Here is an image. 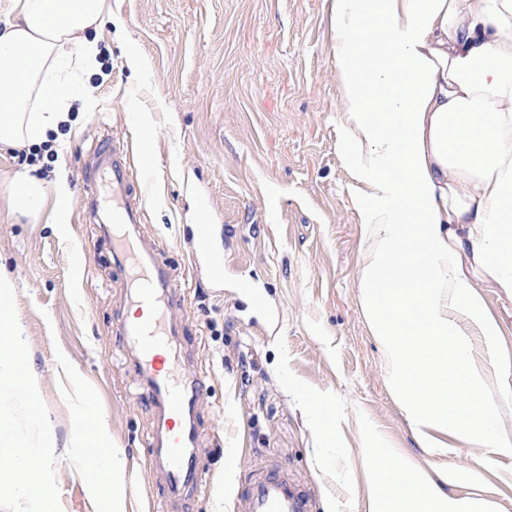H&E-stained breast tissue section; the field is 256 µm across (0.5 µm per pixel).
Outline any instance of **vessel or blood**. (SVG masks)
I'll return each instance as SVG.
<instances>
[{"mask_svg": "<svg viewBox=\"0 0 512 512\" xmlns=\"http://www.w3.org/2000/svg\"><path fill=\"white\" fill-rule=\"evenodd\" d=\"M101 155L112 161V251L128 272L116 334L130 350L129 368L155 408L150 448L169 496L175 497L187 486L207 483L195 454V417L206 378L200 371L178 376L169 367L170 338L176 333L171 306L180 278L162 259L157 243L146 242L142 235L147 196L144 189L134 188L126 154L116 145L103 148ZM245 483L238 512H313L311 494L282 465L249 466Z\"/></svg>", "mask_w": 512, "mask_h": 512, "instance_id": "b4317fda", "label": "vessel or blood"}]
</instances>
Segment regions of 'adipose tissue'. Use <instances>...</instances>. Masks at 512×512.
Returning a JSON list of instances; mask_svg holds the SVG:
<instances>
[{
  "mask_svg": "<svg viewBox=\"0 0 512 512\" xmlns=\"http://www.w3.org/2000/svg\"><path fill=\"white\" fill-rule=\"evenodd\" d=\"M336 20L344 149L361 186L355 207L365 249L363 306L385 346L392 387L420 447L437 432L476 448L512 451L484 397L477 362L456 321L464 316L494 350L499 325L476 275L512 297V0H330ZM106 0H0V146L49 143L88 106L83 73L102 74ZM46 186L19 167L10 185L18 211L37 216L54 196L66 224L72 196L65 151ZM12 283L0 277V389L33 395L7 311ZM74 461L93 450L79 426ZM112 496L122 492L119 452L94 450ZM26 480H18V470ZM43 450L0 431V499L50 501ZM390 512H477L391 455L382 470Z\"/></svg>",
  "mask_w": 512,
  "mask_h": 512,
  "instance_id": "adipose-tissue-1",
  "label": "adipose tissue"
}]
</instances>
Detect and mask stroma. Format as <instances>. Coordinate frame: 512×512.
<instances>
[{
  "mask_svg": "<svg viewBox=\"0 0 512 512\" xmlns=\"http://www.w3.org/2000/svg\"><path fill=\"white\" fill-rule=\"evenodd\" d=\"M97 33L108 78L92 77L89 110L66 138L73 192L68 223L9 203L27 164L55 178L52 153L0 150V265L14 279L24 371L46 423L52 512H116L69 463L80 408L94 406L100 447L122 451L131 476L117 512H238L240 470L224 452L275 458L336 512H370L381 490L372 465L388 454L427 473L450 468L444 490L512 512V455L419 447L391 386L383 345L363 309L364 243L352 204L357 184L342 150L336 26L328 0H107ZM154 130L142 140L143 130ZM153 169L143 225L182 270L175 318L180 358L207 377L197 414L199 466L211 483L170 498L146 464L154 410L112 334L124 273L112 241L88 217L86 184L104 141ZM211 227L223 278L193 270L197 225ZM265 298L256 310L243 283ZM501 335L484 396L512 436V298L482 288ZM334 426L316 428L322 406Z\"/></svg>",
  "mask_w": 512,
  "mask_h": 512,
  "instance_id": "stroma-1",
  "label": "stroma"
}]
</instances>
